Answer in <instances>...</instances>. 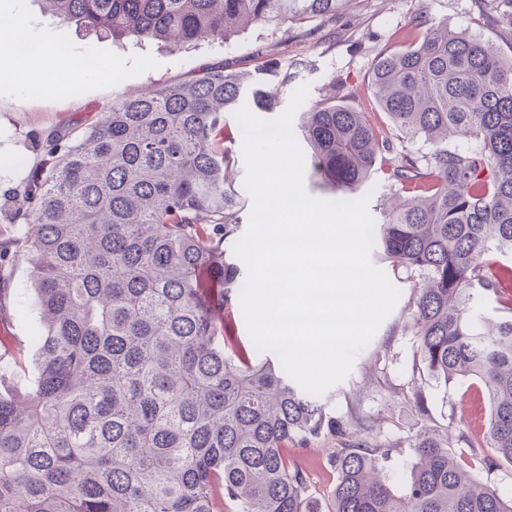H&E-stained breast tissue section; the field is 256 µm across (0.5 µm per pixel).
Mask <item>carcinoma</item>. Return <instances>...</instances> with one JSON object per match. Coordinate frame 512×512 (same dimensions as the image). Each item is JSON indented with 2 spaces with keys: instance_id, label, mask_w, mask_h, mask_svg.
<instances>
[{
  "instance_id": "1",
  "label": "carcinoma",
  "mask_w": 512,
  "mask_h": 512,
  "mask_svg": "<svg viewBox=\"0 0 512 512\" xmlns=\"http://www.w3.org/2000/svg\"><path fill=\"white\" fill-rule=\"evenodd\" d=\"M52 17L178 52L255 25L341 13L347 0H43ZM479 19L508 23L502 0ZM376 57L368 85L391 136L341 100L299 128L311 178L340 200L376 173L390 196L373 229L412 283L416 352L436 381L480 383V439L409 438L401 490L391 449L333 459L328 512H512L491 474L512 467V49L418 14ZM263 71L288 85L275 59ZM249 72L209 68L124 97L80 138L43 136L0 261L24 256L42 312L38 373L0 393V512H320L288 444L336 420L257 348H228L224 311L246 208L224 113L276 100ZM491 296L493 318L473 310Z\"/></svg>"
}]
</instances>
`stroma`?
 Masks as SVG:
<instances>
[{"mask_svg": "<svg viewBox=\"0 0 512 512\" xmlns=\"http://www.w3.org/2000/svg\"><path fill=\"white\" fill-rule=\"evenodd\" d=\"M5 7L32 38L50 42L51 47L38 61L39 69L49 75L40 90L0 82V230L18 190L44 163L39 136L58 127L86 128L120 97L184 81L218 65L251 71L276 59L291 73L287 87L278 94L280 105H288L292 92L305 84L308 103L348 97L383 131L386 118L369 91V72L376 55L403 35L412 16L422 14L435 23L466 28L502 49L512 48L511 31L478 22V0H350L333 18L255 26L229 41H204L179 54L155 41L115 40L76 22L50 18L42 0H7ZM84 58L92 59L93 67L83 78L74 79L73 65ZM369 258L399 289V300L357 354L346 378L318 397L327 416L342 422V433L325 432L306 447L290 450L306 475L311 498L324 507L330 503L335 482L330 460L348 441L390 447L387 473L398 487L413 458L410 436L442 431L458 420L478 435L489 412L470 381L444 385L422 371L416 338L405 316L412 288L382 260L379 247H371ZM8 273L23 311L9 309L0 315V373H7L12 388L21 392L37 369L31 336L40 313L27 259L14 258ZM417 389L425 397L423 413L413 405L412 393Z\"/></svg>", "mask_w": 512, "mask_h": 512, "instance_id": "stroma-1", "label": "stroma"}]
</instances>
